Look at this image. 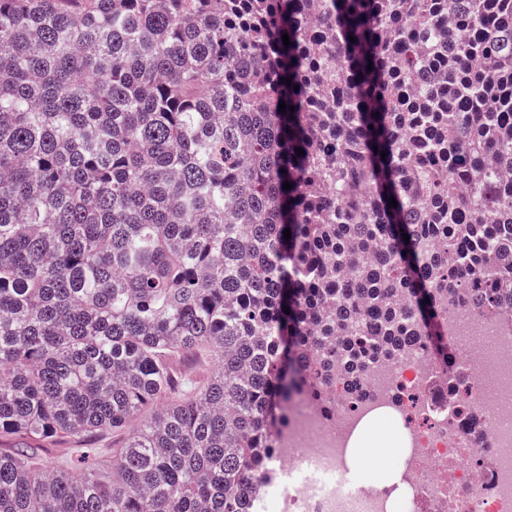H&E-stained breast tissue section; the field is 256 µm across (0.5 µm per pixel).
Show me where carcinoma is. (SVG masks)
Here are the masks:
<instances>
[{
    "label": "carcinoma",
    "mask_w": 512,
    "mask_h": 512,
    "mask_svg": "<svg viewBox=\"0 0 512 512\" xmlns=\"http://www.w3.org/2000/svg\"><path fill=\"white\" fill-rule=\"evenodd\" d=\"M460 302L512 312V0H0V512H251ZM178 363L180 369L196 383H203L213 371L216 359L213 352L200 349L180 356ZM122 441V434L103 432L79 440H61L48 448H41L39 454L56 459L79 470L93 464L104 466L110 460L117 446Z\"/></svg>",
    "instance_id": "carcinoma-1"
}]
</instances>
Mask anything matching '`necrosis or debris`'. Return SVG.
I'll use <instances>...</instances> for the list:
<instances>
[{
	"label": "necrosis or debris",
	"instance_id": "obj_1",
	"mask_svg": "<svg viewBox=\"0 0 512 512\" xmlns=\"http://www.w3.org/2000/svg\"><path fill=\"white\" fill-rule=\"evenodd\" d=\"M367 397L336 387L304 398L257 480L260 512H512V315L448 313V354L429 344L374 360ZM393 411L402 455L373 442L361 468L348 442L369 413ZM400 461L398 481L371 474Z\"/></svg>",
	"mask_w": 512,
	"mask_h": 512
}]
</instances>
